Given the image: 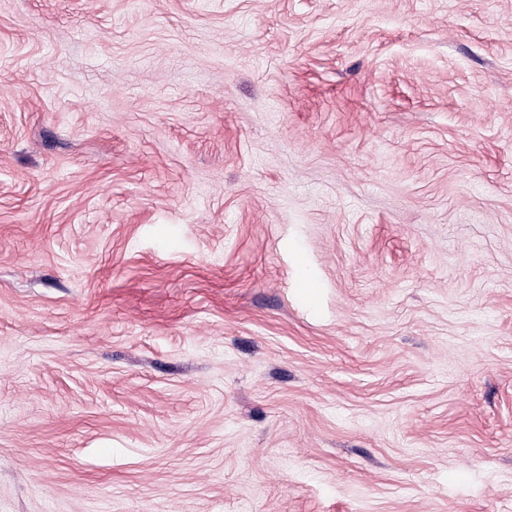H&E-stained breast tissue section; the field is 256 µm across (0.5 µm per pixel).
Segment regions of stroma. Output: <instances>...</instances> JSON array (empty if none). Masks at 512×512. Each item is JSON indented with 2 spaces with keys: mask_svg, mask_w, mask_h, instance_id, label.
I'll return each mask as SVG.
<instances>
[{
  "mask_svg": "<svg viewBox=\"0 0 512 512\" xmlns=\"http://www.w3.org/2000/svg\"><path fill=\"white\" fill-rule=\"evenodd\" d=\"M0 512H512V0H0Z\"/></svg>",
  "mask_w": 512,
  "mask_h": 512,
  "instance_id": "1",
  "label": "stroma"
}]
</instances>
